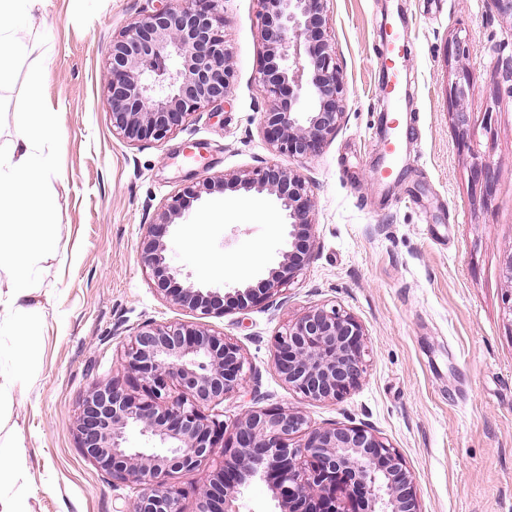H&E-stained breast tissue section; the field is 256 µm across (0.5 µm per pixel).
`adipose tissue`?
<instances>
[{"instance_id": "adipose-tissue-1", "label": "adipose tissue", "mask_w": 512, "mask_h": 512, "mask_svg": "<svg viewBox=\"0 0 512 512\" xmlns=\"http://www.w3.org/2000/svg\"><path fill=\"white\" fill-rule=\"evenodd\" d=\"M36 0H0V81L11 71L19 36L30 25ZM14 137L0 149V264L12 275L0 296V337L21 338L38 328V311L30 300L35 265L53 241L29 213L42 209L41 185L55 174L54 158L45 143L55 141L54 123L42 112L36 96L19 101L14 109ZM26 460L19 448L0 444V512H26V497L15 476Z\"/></svg>"}]
</instances>
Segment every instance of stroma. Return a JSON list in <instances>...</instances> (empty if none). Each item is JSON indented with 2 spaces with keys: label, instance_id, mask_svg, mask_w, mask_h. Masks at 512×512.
I'll return each instance as SVG.
<instances>
[{
  "label": "stroma",
  "instance_id": "1",
  "mask_svg": "<svg viewBox=\"0 0 512 512\" xmlns=\"http://www.w3.org/2000/svg\"><path fill=\"white\" fill-rule=\"evenodd\" d=\"M153 0H39L10 77L0 83V145L13 135L15 104L41 69L38 98L60 140L56 178L42 188L53 240L35 275L37 335L19 348L35 360L0 406V441L19 444L27 512H125L137 495L85 458L80 407L91 386L127 372L121 346L144 323L190 320L159 291L141 258L146 224L167 200L207 176H232L275 161L312 185L316 242L309 264L276 300L205 327L237 343L256 378L215 411L231 423L253 403L303 412L315 426L364 425L405 459L421 512H512V22L490 0H328L330 37L347 89L344 117L311 159L279 154L259 119L270 99L257 0H224V40L234 79L219 110L196 112L164 141L129 144L112 132L104 71L112 39ZM408 29L402 104L375 89L390 65L383 23ZM468 48L455 57L454 42ZM470 75L460 104L450 87ZM469 117L459 137L451 116ZM403 112L401 161L383 177L381 120ZM195 144L203 165L184 161ZM494 165L476 177L477 160ZM211 225L198 244L188 232ZM288 228L270 196L229 192L191 201L170 228L166 258L181 284L231 292L260 288L278 266ZM197 246L208 267L190 255ZM261 255L247 263L251 248ZM334 304L366 329L364 379L334 401H310L282 383L272 338L310 307ZM222 464L214 454L176 476L186 512Z\"/></svg>",
  "mask_w": 512,
  "mask_h": 512
}]
</instances>
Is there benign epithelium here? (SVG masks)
Listing matches in <instances>:
<instances>
[{
  "label": "benign epithelium",
  "mask_w": 512,
  "mask_h": 512,
  "mask_svg": "<svg viewBox=\"0 0 512 512\" xmlns=\"http://www.w3.org/2000/svg\"><path fill=\"white\" fill-rule=\"evenodd\" d=\"M223 0H163L112 39L106 89L112 132L134 143L162 141L205 107L224 103L233 82L224 41ZM264 63L259 90L272 99L260 128L280 154L311 159L335 134L346 89L327 37L328 0H257ZM255 192L273 197L288 220V249L263 288L234 289L235 303L273 300L309 263L315 243L309 182L277 163L231 178L207 177L170 197L147 225L142 259L158 289L177 307L201 317L224 315V297L178 282L166 262L167 228L186 210V198L206 192ZM365 327L334 305L308 309L277 332L272 361L280 380L311 401L336 400L365 373ZM127 371L147 392L142 401L116 385L95 384L77 424L84 455L116 481L134 484L124 512H185L175 474L208 460L224 442L222 466L202 493L198 512H240V487L266 483L280 512H421L402 456L362 425L316 427L287 407L246 408L227 427L210 414L247 384L240 346L199 323L147 322L123 345ZM178 394H173V391ZM131 429L159 447L126 446Z\"/></svg>",
  "instance_id": "7a95c632"
}]
</instances>
